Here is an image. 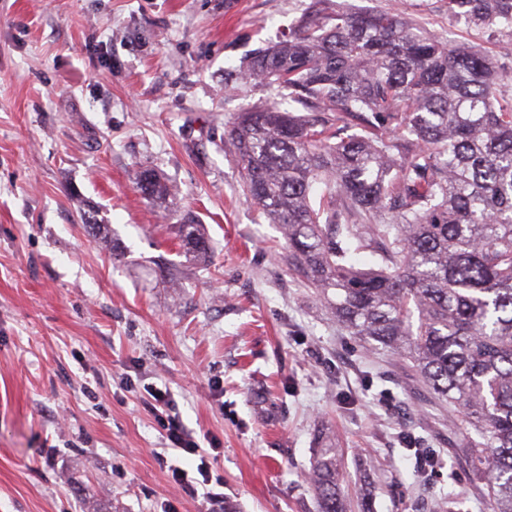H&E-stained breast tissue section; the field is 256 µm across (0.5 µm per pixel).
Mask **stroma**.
Instances as JSON below:
<instances>
[{
  "mask_svg": "<svg viewBox=\"0 0 512 512\" xmlns=\"http://www.w3.org/2000/svg\"><path fill=\"white\" fill-rule=\"evenodd\" d=\"M313 0H0V512H318L307 481L332 438L362 512H487L456 455L469 429L408 363L366 350L284 259L286 242L243 194L224 151L239 113L283 91L239 66L280 42ZM398 7L490 57L512 97L497 28L448 15L446 0H345ZM151 167L167 209L136 187ZM123 250L83 224L86 206ZM192 212L211 246L182 254ZM207 447L211 481L188 492L146 404Z\"/></svg>",
  "mask_w": 512,
  "mask_h": 512,
  "instance_id": "1",
  "label": "stroma"
}]
</instances>
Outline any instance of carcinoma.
I'll return each mask as SVG.
<instances>
[{"instance_id": "obj_1", "label": "carcinoma", "mask_w": 512, "mask_h": 512, "mask_svg": "<svg viewBox=\"0 0 512 512\" xmlns=\"http://www.w3.org/2000/svg\"><path fill=\"white\" fill-rule=\"evenodd\" d=\"M315 2L240 67L288 91V107L240 113L226 152L244 194L282 229L289 269L336 322L458 406L479 436L462 452L488 512H512V101H499L490 58L400 11ZM448 11L512 34V0H448ZM136 185L172 204L153 169ZM82 222L121 255L94 212ZM178 240L210 253L194 216L180 219ZM309 481L320 512H346L337 448L316 450Z\"/></svg>"}]
</instances>
